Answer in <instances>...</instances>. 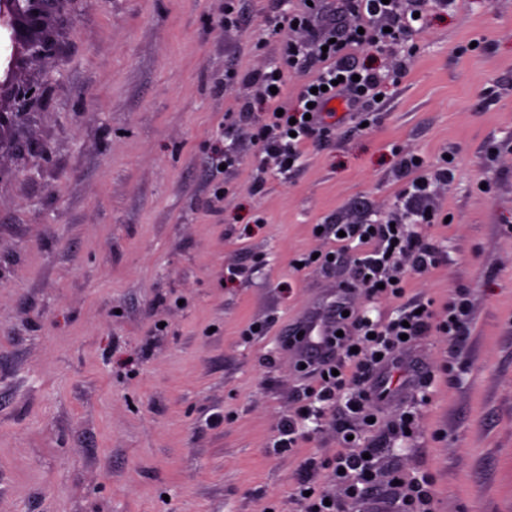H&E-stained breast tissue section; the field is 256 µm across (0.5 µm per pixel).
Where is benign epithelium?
Wrapping results in <instances>:
<instances>
[{
    "mask_svg": "<svg viewBox=\"0 0 512 512\" xmlns=\"http://www.w3.org/2000/svg\"><path fill=\"white\" fill-rule=\"evenodd\" d=\"M58 0H0V25L11 32L13 47L31 59H41L54 50V36L45 28L44 19ZM7 89L13 111H24L40 96L37 83L0 81Z\"/></svg>",
    "mask_w": 512,
    "mask_h": 512,
    "instance_id": "7a95c632",
    "label": "benign epithelium"
}]
</instances>
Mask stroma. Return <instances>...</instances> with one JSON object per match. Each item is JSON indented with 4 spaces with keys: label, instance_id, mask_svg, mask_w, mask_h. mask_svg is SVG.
<instances>
[{
    "label": "stroma",
    "instance_id": "1",
    "mask_svg": "<svg viewBox=\"0 0 512 512\" xmlns=\"http://www.w3.org/2000/svg\"><path fill=\"white\" fill-rule=\"evenodd\" d=\"M403 4L407 43L341 56L391 76L384 100L337 108L286 174L239 119L265 105L243 74L282 67L290 99L307 80L274 0H67L39 61L0 37V78L42 86L0 140V512H302L301 465L338 434L329 413L273 449L310 383L284 339L336 287L299 262L336 247L317 225L413 205L439 263L406 296L465 290L470 329L413 342L434 381L402 392L420 427L374 494L427 473L441 512H512V0Z\"/></svg>",
    "mask_w": 512,
    "mask_h": 512
}]
</instances>
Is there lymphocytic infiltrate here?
I'll return each instance as SVG.
<instances>
[{
    "instance_id": "f902f5d3",
    "label": "lymphocytic infiltrate",
    "mask_w": 512,
    "mask_h": 512,
    "mask_svg": "<svg viewBox=\"0 0 512 512\" xmlns=\"http://www.w3.org/2000/svg\"><path fill=\"white\" fill-rule=\"evenodd\" d=\"M345 7L358 19L359 26L342 34L332 28L314 29V9L309 5L271 15L267 20L269 34L278 36L297 28L308 35L305 43L285 45L288 66L305 69L311 75L308 86L294 101L282 100L277 92L282 81L274 71L262 70L256 75L268 94L266 108L255 120V136L266 152L277 156L281 169L299 160L301 145L328 132L333 102L351 106L375 100L383 92L382 75L337 62V55L361 43L379 47L388 41H402L413 30L414 17L405 13L402 0H345ZM377 16L392 19L391 31L372 27L371 21ZM326 231L335 236L336 248L332 254L320 256L319 261L335 274L337 285L348 298L343 307L330 312L336 334L328 342V354L310 371L314 381L308 392L310 403L283 423L277 445L294 447L298 427L313 412L315 403L342 404L344 448L331 459L342 494L329 496L316 479L315 464L307 462L296 496L303 512H342L347 499L360 512H368L375 503L370 484L372 458L379 446L364 445L363 440L371 429V418L386 401L381 375L404 363L407 338L432 331L452 340L462 336L469 328V300L462 291L442 307L431 299H406L408 274L429 270L438 258L429 242L403 225L332 224ZM361 292L374 299H399L403 305L397 317L381 321L354 303V296Z\"/></svg>"
}]
</instances>
